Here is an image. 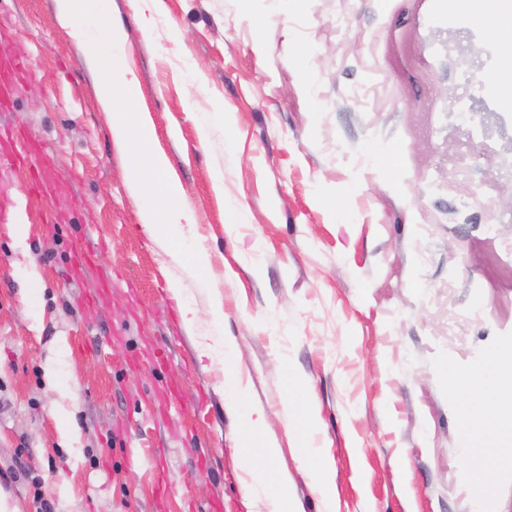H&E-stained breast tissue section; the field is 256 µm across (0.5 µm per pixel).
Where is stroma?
Returning <instances> with one entry per match:
<instances>
[{
  "mask_svg": "<svg viewBox=\"0 0 512 512\" xmlns=\"http://www.w3.org/2000/svg\"><path fill=\"white\" fill-rule=\"evenodd\" d=\"M54 4L0 0V58L33 60L0 125L22 129L49 185L30 195L0 143V207L29 223L23 239L0 223V498L19 512H267L240 462L262 449L261 415L280 445L263 466L288 472L297 512H327L281 422L293 372L336 512H471L466 400L444 370L512 340V261L488 264L493 244L512 248V110L488 35L448 0H158L145 16L111 0L137 106L196 215L184 241L211 254L199 275L141 226ZM479 181L489 198L471 195ZM86 242L88 267L74 260ZM217 333L237 344L246 396L201 352ZM160 468L175 489L163 505Z\"/></svg>",
  "mask_w": 512,
  "mask_h": 512,
  "instance_id": "35a3bbf8",
  "label": "stroma"
}]
</instances>
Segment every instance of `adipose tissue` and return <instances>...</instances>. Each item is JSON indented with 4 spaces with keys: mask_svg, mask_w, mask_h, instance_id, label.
Instances as JSON below:
<instances>
[{
    "mask_svg": "<svg viewBox=\"0 0 512 512\" xmlns=\"http://www.w3.org/2000/svg\"><path fill=\"white\" fill-rule=\"evenodd\" d=\"M458 9L467 12L471 22L487 27L497 38L500 60L512 61V0H459ZM448 386L456 394L469 397L462 419L468 466L483 497H491L493 487L486 478V461L495 457L499 466L512 468V347L492 350L480 367L468 372H454ZM285 424L299 442L297 455L303 467L313 469L315 491L326 502H333L335 488L329 480V462L319 449L310 446L309 433L317 427L311 399L287 404ZM480 420V431H472L473 420ZM243 463L255 488L265 491L269 512H294L288 495L287 474H272L259 467L252 455Z\"/></svg>",
    "mask_w": 512,
    "mask_h": 512,
    "instance_id": "obj_1",
    "label": "adipose tissue"
}]
</instances>
